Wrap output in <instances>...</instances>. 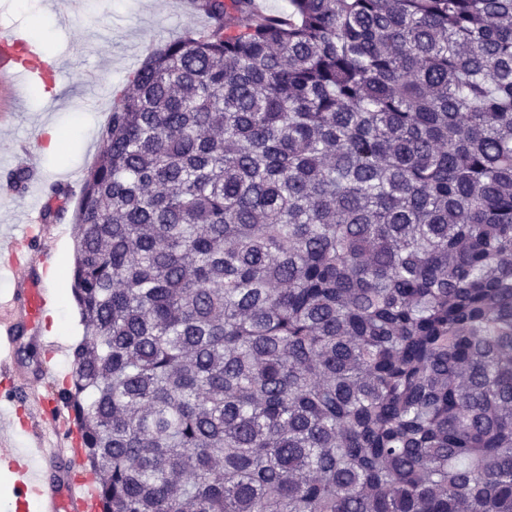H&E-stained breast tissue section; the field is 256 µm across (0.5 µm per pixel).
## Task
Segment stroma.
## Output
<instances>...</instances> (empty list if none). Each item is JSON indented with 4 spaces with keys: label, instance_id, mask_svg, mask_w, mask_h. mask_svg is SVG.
I'll return each instance as SVG.
<instances>
[{
    "label": "stroma",
    "instance_id": "1",
    "mask_svg": "<svg viewBox=\"0 0 512 512\" xmlns=\"http://www.w3.org/2000/svg\"><path fill=\"white\" fill-rule=\"evenodd\" d=\"M190 0H110L95 8L93 0H74L67 18H59L52 0H0V25L25 31L39 52L54 59L56 70L46 81H25L15 86L0 112V232H21V215L27 195L6 185L5 159L17 158L28 169L38 191L57 181L70 182L80 192L81 178L97 160L101 130L113 102L147 50L174 40L188 30L207 26V18L190 8ZM109 89L110 99L98 97ZM61 135L58 149L41 147L46 127ZM50 244L57 261L52 281L58 306L49 313L44 333L57 337L65 354L37 352L33 361L18 364L28 389L45 391L48 383L62 384L72 375L69 354L83 336L76 304L71 298L68 271L74 259L75 231L72 216L58 222Z\"/></svg>",
    "mask_w": 512,
    "mask_h": 512
}]
</instances>
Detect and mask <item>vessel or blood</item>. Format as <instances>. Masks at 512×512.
<instances>
[{"mask_svg":"<svg viewBox=\"0 0 512 512\" xmlns=\"http://www.w3.org/2000/svg\"><path fill=\"white\" fill-rule=\"evenodd\" d=\"M23 37L13 31H0V79L15 81L18 77L39 72L34 58L25 57ZM0 253L15 271V286L0 294V396L14 399L17 392L16 363L19 356V328H26L34 341L50 355L60 350L59 344L43 333V322L53 304V295L44 284L41 270L52 263V252L42 248L38 257L21 252L16 243L0 240ZM33 411L40 421L50 425L56 438L54 446H36V453L45 459L66 460L69 473L62 484L44 482L42 475L20 468L15 487L19 498L36 495L41 512H100L101 506L85 460L76 447L79 430L74 412L58 395L32 398Z\"/></svg>","mask_w":512,"mask_h":512,"instance_id":"b4317fda","label":"vessel or blood"}]
</instances>
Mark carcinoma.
Returning <instances> with one entry per match:
<instances>
[{
	"instance_id": "1",
	"label": "carcinoma",
	"mask_w": 512,
	"mask_h": 512,
	"mask_svg": "<svg viewBox=\"0 0 512 512\" xmlns=\"http://www.w3.org/2000/svg\"><path fill=\"white\" fill-rule=\"evenodd\" d=\"M288 5L195 0L84 176L103 512H512V0Z\"/></svg>"
}]
</instances>
